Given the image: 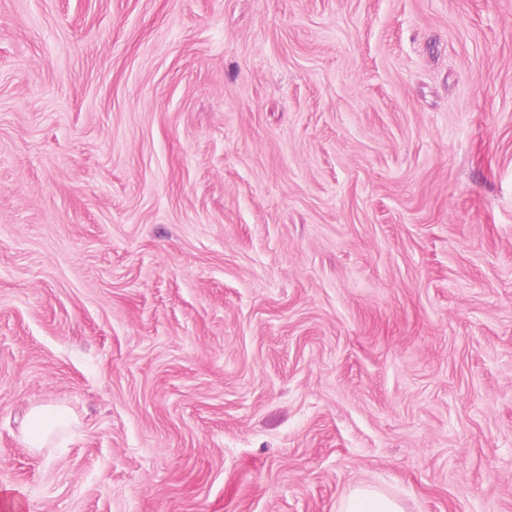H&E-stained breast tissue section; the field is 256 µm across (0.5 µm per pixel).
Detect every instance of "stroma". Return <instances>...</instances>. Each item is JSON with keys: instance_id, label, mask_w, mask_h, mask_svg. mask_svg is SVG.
<instances>
[{"instance_id": "stroma-1", "label": "stroma", "mask_w": 512, "mask_h": 512, "mask_svg": "<svg viewBox=\"0 0 512 512\" xmlns=\"http://www.w3.org/2000/svg\"><path fill=\"white\" fill-rule=\"evenodd\" d=\"M361 484L512 512V0H0V488ZM73 424L71 412L64 406H35L21 423L23 443L32 451L51 447L52 440Z\"/></svg>"}]
</instances>
